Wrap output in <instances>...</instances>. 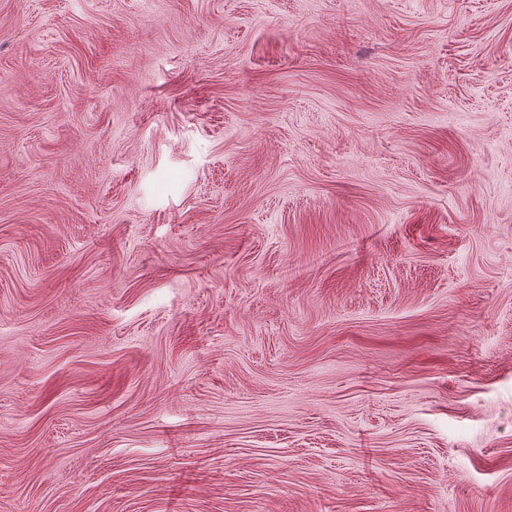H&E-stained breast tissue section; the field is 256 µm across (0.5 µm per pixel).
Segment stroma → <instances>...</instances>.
I'll return each mask as SVG.
<instances>
[{
	"mask_svg": "<svg viewBox=\"0 0 512 512\" xmlns=\"http://www.w3.org/2000/svg\"><path fill=\"white\" fill-rule=\"evenodd\" d=\"M0 512H512V0H0Z\"/></svg>",
	"mask_w": 512,
	"mask_h": 512,
	"instance_id": "1",
	"label": "stroma"
}]
</instances>
